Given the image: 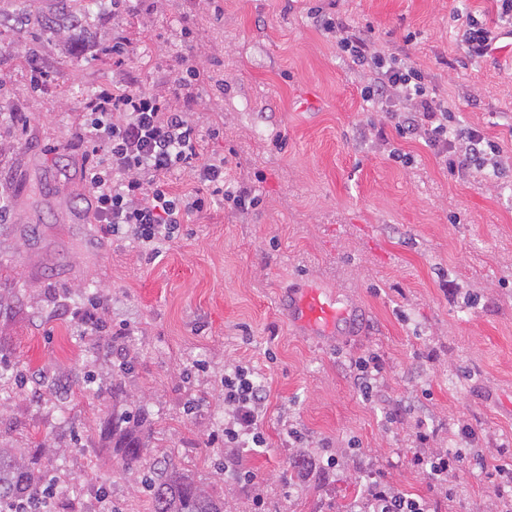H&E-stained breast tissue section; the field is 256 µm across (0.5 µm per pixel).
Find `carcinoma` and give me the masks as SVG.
I'll use <instances>...</instances> for the list:
<instances>
[{
    "instance_id": "carcinoma-1",
    "label": "carcinoma",
    "mask_w": 512,
    "mask_h": 512,
    "mask_svg": "<svg viewBox=\"0 0 512 512\" xmlns=\"http://www.w3.org/2000/svg\"><path fill=\"white\" fill-rule=\"evenodd\" d=\"M42 26L64 40H75L82 35L79 12L65 10L42 16ZM105 438L120 452L125 467L137 469L142 463L143 449L148 447V435L143 428L139 406L132 410L112 413V420L104 425ZM291 468L302 477L315 468L314 460L299 453ZM48 486L44 475L26 461L0 447V498L8 500L28 495L34 489ZM149 494L151 512H224V502L199 486L176 465L160 460L149 467L144 480Z\"/></svg>"
}]
</instances>
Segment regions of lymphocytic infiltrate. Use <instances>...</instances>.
<instances>
[{"instance_id": "f902f5d3", "label": "lymphocytic infiltrate", "mask_w": 512, "mask_h": 512, "mask_svg": "<svg viewBox=\"0 0 512 512\" xmlns=\"http://www.w3.org/2000/svg\"><path fill=\"white\" fill-rule=\"evenodd\" d=\"M495 2L497 22L472 14L465 19L463 46L471 60L493 58L500 40L499 22L512 19V0ZM139 13L138 0H112L114 25L108 51L115 66H125L133 54L121 21ZM308 13L316 29L335 39L353 64L367 67V80L360 89L363 101L371 103L373 111L389 114L400 137L423 140L449 178L469 180L474 172L484 170L488 156L502 154L501 145L482 128L460 124L454 106L434 95L425 70L411 57L384 47L373 27L353 25L322 6L309 8ZM174 72L173 84L165 91H143L124 83L99 88L88 99V120L76 134L87 156L84 178L103 232L110 235L128 227L151 254L171 240L174 225L187 223L214 204L245 215L260 202L257 183L262 173H255L252 181L228 185L229 159L203 151V136L189 114L211 77L196 53L180 55ZM177 170L193 179L190 192H177L169 183V175ZM265 401L264 387L242 371L225 376V447H239L247 438L262 446L256 417ZM461 463L454 452L415 460L430 484L443 493L455 481ZM367 502L370 512H435L430 498H414L378 483L368 486Z\"/></svg>"}]
</instances>
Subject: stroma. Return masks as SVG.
I'll return each instance as SVG.
<instances>
[{"mask_svg":"<svg viewBox=\"0 0 512 512\" xmlns=\"http://www.w3.org/2000/svg\"><path fill=\"white\" fill-rule=\"evenodd\" d=\"M335 3L407 48L461 121L512 151V61L467 58L452 18L456 5L491 14L492 0ZM59 4L0 0V101L30 118L0 123V257L13 260L0 272V446L67 473L54 512H103L105 495L114 512H150L142 473L101 436L116 384L143 405L147 461L172 458L228 512H336L348 486L377 480L429 496L413 464L422 452L512 460V168L454 181L418 141L361 136L389 119L368 110L363 71L300 0H156L127 23L128 78L169 85L189 27L214 81L191 114L205 151L235 150L233 179L265 181L257 210L192 215L146 262L131 238L103 235L74 137L87 96L113 79L111 0H80L82 48L41 26ZM30 51L46 88L21 58ZM314 286L351 315L334 335H311L283 307ZM92 297L108 307V352L72 317ZM368 355L383 366L369 398L353 367ZM237 368L267 391L260 448L222 441L224 377ZM72 371L85 380L66 392L36 398L23 383ZM300 450L338 463L297 478ZM492 486L461 468L438 512H501Z\"/></svg>","mask_w":512,"mask_h":512,"instance_id":"1","label":"stroma"}]
</instances>
